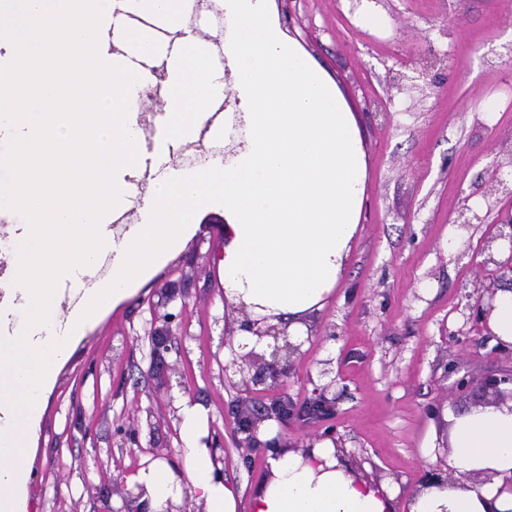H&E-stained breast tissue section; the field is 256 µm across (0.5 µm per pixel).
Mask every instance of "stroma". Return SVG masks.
<instances>
[{"label":"stroma","mask_w":512,"mask_h":512,"mask_svg":"<svg viewBox=\"0 0 512 512\" xmlns=\"http://www.w3.org/2000/svg\"><path fill=\"white\" fill-rule=\"evenodd\" d=\"M283 35L337 83L363 132L367 198L360 236L336 296L286 385L238 372L235 327L224 307L220 200H203L189 233L129 295L87 325L49 387L20 491L25 512H129L121 484L145 462H180V402L203 404L206 437L227 478L251 496L268 448H247L242 407L280 397L302 407L315 392L327 418L280 427L279 448L331 439L363 475L409 492L447 464V412L488 402L489 375L512 371V353L470 330L469 307L489 282L472 262L497 219L484 196L512 141V0H268ZM381 17L370 24L368 15ZM440 56L421 89H400ZM486 221L441 241L462 207ZM178 293L162 302L161 288ZM176 320L169 350L153 358V311ZM468 387H459L460 379ZM432 445L424 457V445Z\"/></svg>","instance_id":"35a3bbf8"}]
</instances>
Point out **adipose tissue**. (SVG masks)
<instances>
[{"mask_svg":"<svg viewBox=\"0 0 512 512\" xmlns=\"http://www.w3.org/2000/svg\"><path fill=\"white\" fill-rule=\"evenodd\" d=\"M267 0H224L223 51L246 107L244 140L227 161L170 171L143 198L120 242L102 226L128 201L129 177L156 167L168 144L207 116L223 70L204 66L192 34L168 75L154 149L141 141L137 103L150 70L129 72L111 50L131 0H0V200L26 230L12 247V288L28 297L23 324L0 340V512H21L25 459L48 385L82 329L125 295L187 233L205 197L224 201L227 307L288 328L303 343L342 282L361 230L367 159L358 120L338 87L271 23ZM39 100L20 110L21 101ZM112 253V278L57 328L55 285L93 276ZM207 411L184 402L180 466L155 460L133 477L148 512L192 495L206 512H238L241 489L217 476L201 442ZM447 482L400 494L354 470L329 439L272 455L249 512H512V399L451 413Z\"/></svg>","mask_w":512,"mask_h":512,"instance_id":"ef3b65f1","label":"adipose tissue"}]
</instances>
